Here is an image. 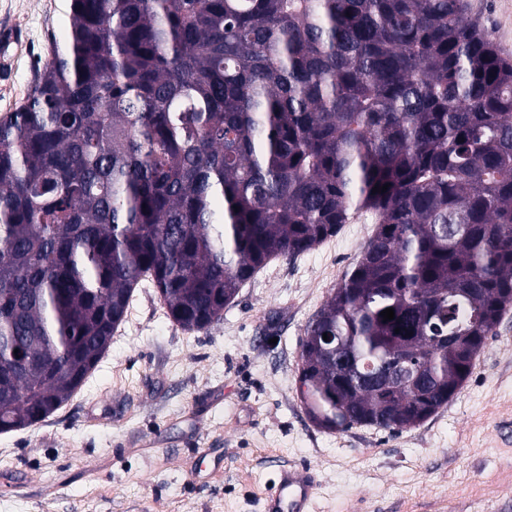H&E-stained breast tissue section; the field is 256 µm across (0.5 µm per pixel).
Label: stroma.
<instances>
[{"label": "stroma", "mask_w": 512, "mask_h": 512, "mask_svg": "<svg viewBox=\"0 0 512 512\" xmlns=\"http://www.w3.org/2000/svg\"><path fill=\"white\" fill-rule=\"evenodd\" d=\"M512 61V0H468ZM71 0H0L22 47L0 73V116L63 42ZM373 225L354 219L295 258L270 262L224 318L187 331L151 285L73 397L0 434V512H264L280 473H314L313 512H512V310L459 393L400 432L327 431L295 389L309 320L358 259Z\"/></svg>", "instance_id": "stroma-1"}]
</instances>
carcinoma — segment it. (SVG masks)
<instances>
[{"mask_svg": "<svg viewBox=\"0 0 512 512\" xmlns=\"http://www.w3.org/2000/svg\"><path fill=\"white\" fill-rule=\"evenodd\" d=\"M363 213L298 392L324 430L398 432L448 404L512 308V62L466 0H71L0 117V433L73 396L143 281L204 330ZM345 354L418 377L353 384Z\"/></svg>", "mask_w": 512, "mask_h": 512, "instance_id": "obj_1", "label": "carcinoma"}]
</instances>
